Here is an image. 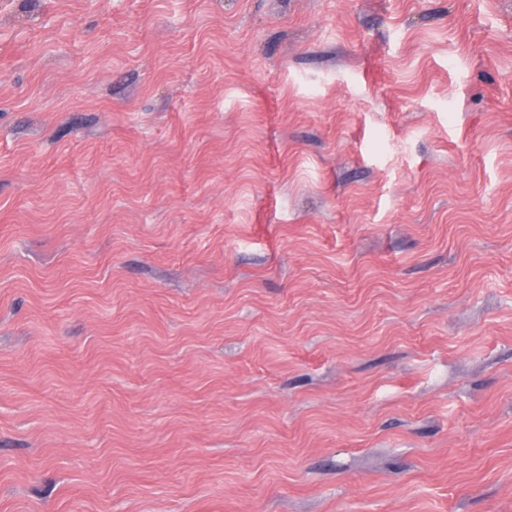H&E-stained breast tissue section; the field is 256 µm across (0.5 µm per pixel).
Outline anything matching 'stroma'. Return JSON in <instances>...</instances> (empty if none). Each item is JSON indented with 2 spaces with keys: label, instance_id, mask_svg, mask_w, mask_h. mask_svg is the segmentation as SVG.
<instances>
[{
  "label": "stroma",
  "instance_id": "obj_1",
  "mask_svg": "<svg viewBox=\"0 0 512 512\" xmlns=\"http://www.w3.org/2000/svg\"><path fill=\"white\" fill-rule=\"evenodd\" d=\"M0 512H512V0H0Z\"/></svg>",
  "mask_w": 512,
  "mask_h": 512
}]
</instances>
